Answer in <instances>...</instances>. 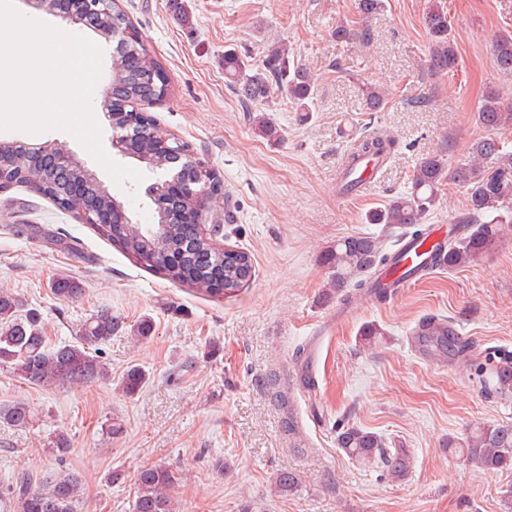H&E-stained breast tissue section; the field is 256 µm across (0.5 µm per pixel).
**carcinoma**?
I'll list each match as a JSON object with an SVG mask.
<instances>
[{
	"instance_id": "carcinoma-1",
	"label": "carcinoma",
	"mask_w": 512,
	"mask_h": 512,
	"mask_svg": "<svg viewBox=\"0 0 512 512\" xmlns=\"http://www.w3.org/2000/svg\"><path fill=\"white\" fill-rule=\"evenodd\" d=\"M73 12L86 15L87 28L101 38L110 30H129L127 45L112 47L109 88L112 93V123L136 131L132 157L153 171L169 168L166 150L161 142L167 133L155 120L136 115L133 106L156 96L150 74L164 70L162 63L144 43L139 31L126 12L112 4L109 11L90 9L88 0H73ZM431 45L428 66L436 72H448L457 64V50L451 37L448 11L435 6L425 16ZM338 42L356 38L369 39L368 30L359 33L348 22L336 25L333 32ZM499 69L512 75V35L500 36L494 44ZM224 75L234 86L241 102L258 106L268 102L274 93L307 110L315 98L314 83L300 69H289L288 48L279 46L268 51L259 65L248 63L237 53L224 52ZM365 109L381 111L387 96L376 86L360 88ZM478 120L494 132L512 128V106L504 105L496 91H489L478 108ZM397 140L387 135L362 134L356 138L341 177L342 188L352 176L355 163L362 158L382 162L396 152ZM188 175L195 180L197 195L161 194L153 196L156 205L155 224L143 228L126 216L122 203L95 179L86 178L85 194L80 198L69 195L68 188L78 177L73 170L55 165V145L44 142L41 157L33 161L15 142H0V156L9 161L0 171V190L27 187L51 200L61 211L79 221L82 215H92L104 209L110 212L112 223L96 224L99 235L126 255L136 259L169 280L215 297H231L247 286L254 276V266L248 252L234 249L219 253L213 240L201 235L199 225L177 219V215L193 206L200 208L211 200L224 196V187L210 179L205 169L186 143H181ZM448 176L443 156L432 154L416 165L409 191L391 199L382 210L370 213V224H394L414 228L413 236H424L420 225L433 207L439 187ZM468 195L467 216L458 223L469 231L437 247L432 255L436 265L448 268L463 266L490 250L496 242L495 224H512V212L505 202L512 200V149L501 138L489 135L473 142L466 159L454 173ZM330 275L329 292L342 301L385 289L373 278L380 269L398 263L382 248L378 237L368 234L350 235L339 239L323 256ZM53 295L63 301H73L84 292L81 283L68 275H59L51 283ZM118 323L112 312L101 310L82 327L76 343H53L46 336L41 314L31 309L22 312V302L7 289L0 290V367L10 368L20 379L41 389L66 384L93 383L109 374L101 360V346L112 339ZM490 381L497 390H512V358H504L490 372ZM145 382V374L132 367L123 375L122 391L132 396ZM36 420L34 408L19 401L0 408V424L7 427H27ZM337 444L344 453L360 464L375 463L385 457L386 442L380 435L351 426L337 435ZM448 447L458 450L465 461L485 470L512 466V425H480L460 441L448 440ZM178 479L163 465H145L134 481L133 512H175L173 493ZM82 480L72 472L61 471L37 487L21 481L0 488V512H76L82 499Z\"/></svg>"
}]
</instances>
